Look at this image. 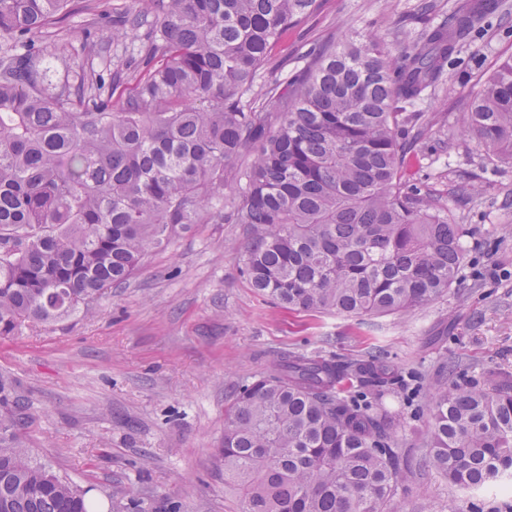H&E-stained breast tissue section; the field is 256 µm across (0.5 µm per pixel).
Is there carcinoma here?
I'll return each instance as SVG.
<instances>
[{"label":"carcinoma","instance_id":"cac0c4a2","mask_svg":"<svg viewBox=\"0 0 512 512\" xmlns=\"http://www.w3.org/2000/svg\"><path fill=\"white\" fill-rule=\"evenodd\" d=\"M122 24L86 31L97 61L53 77L44 46L71 0H0V339L88 314L175 227L245 224L242 273L290 309L409 313L444 293L468 229L405 179L413 108L501 0H467L398 54L368 34L322 46L251 98L257 70L318 0H131ZM142 33L139 61L109 44ZM459 130L512 162V59L472 95ZM246 188L224 213V172ZM376 355H286L242 386L224 419V484L242 512H391L405 480L379 403ZM28 416L0 376V512H97L88 490L32 459ZM434 466L462 490L512 481V377L486 373L429 405Z\"/></svg>","mask_w":512,"mask_h":512}]
</instances>
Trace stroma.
Returning <instances> with one entry per match:
<instances>
[{"mask_svg": "<svg viewBox=\"0 0 512 512\" xmlns=\"http://www.w3.org/2000/svg\"><path fill=\"white\" fill-rule=\"evenodd\" d=\"M463 0H323L289 31L257 72L254 92L304 64L311 47L367 30L396 51ZM458 45L455 61L418 104L421 134L407 157L410 180L466 225L467 260L447 294L406 314L364 319L290 310L260 297L240 273L242 224H194L152 250L139 272L109 289L91 315L23 329L0 341V374L24 397L33 457L90 489L104 512L127 499L147 512H240L224 483V409L239 388L269 375L286 353L341 360L378 354L396 377L377 389L347 380L345 394L379 398L409 474L395 512H492L499 491L448 484L425 447L437 387L512 375V163L489 160L456 133L473 91L512 58V0ZM130 0H102L101 17L75 0L63 30L80 49L91 22L109 24Z\"/></svg>", "mask_w": 512, "mask_h": 512, "instance_id": "obj_1", "label": "stroma"}]
</instances>
